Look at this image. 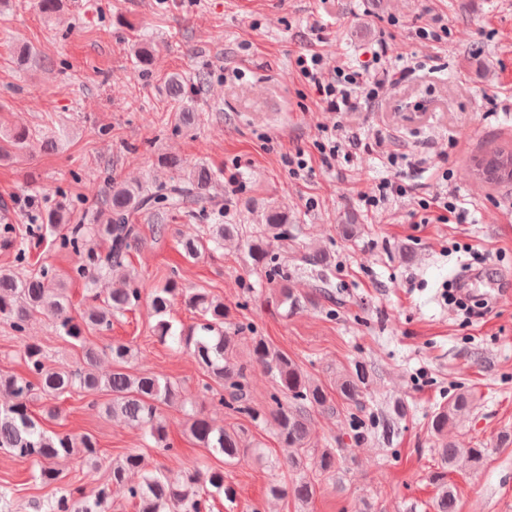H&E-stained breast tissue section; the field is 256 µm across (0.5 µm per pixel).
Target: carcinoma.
Wrapping results in <instances>:
<instances>
[{
  "instance_id": "carcinoma-1",
  "label": "carcinoma",
  "mask_w": 512,
  "mask_h": 512,
  "mask_svg": "<svg viewBox=\"0 0 512 512\" xmlns=\"http://www.w3.org/2000/svg\"><path fill=\"white\" fill-rule=\"evenodd\" d=\"M33 146V133L25 126L15 127L0 136V158L24 154ZM486 159L512 160V145L493 147L474 157L472 163ZM217 177L209 164L200 162L184 172L183 177L168 183L129 185L113 180L103 191L97 223L76 224L68 234L61 232V226L71 220L66 209L59 206L47 212L42 229L56 236L60 247L79 255L73 270L75 278L92 285L117 276L124 282V287L108 292L102 304L89 307L81 324L69 315L65 281L51 270L43 268L39 273L21 279L9 268L0 269V318L8 321L12 331L21 334L35 316L46 315L55 320L60 332L82 348V363L66 370L47 365L42 347L29 343L23 351L28 376L0 375V397L9 399L0 406V450L37 464L40 481H56L59 476L57 462L76 455L88 464L87 477L94 478L98 450L97 441L91 434L73 436L47 432L30 409L35 390L52 401L74 391L105 388L112 392V404L107 407V412L141 427L156 447L176 456L175 448L168 440L162 406L174 403L184 406L189 400L182 397L174 385L154 373L129 372L127 365L133 357L129 344L114 341L99 348L83 336V330L89 327L110 329L113 314L127 310L141 299L144 285L128 272L125 262L139 240L135 219L142 212L178 213L210 220L206 225V239L190 236L181 240L183 255L188 259L198 258L207 244L217 250L224 247L227 240L245 239L253 267L264 272L265 277L279 288L278 307L284 308L287 315L302 308L303 298L290 286L288 266L276 260L271 252V242H286L290 237L288 217L269 208L259 230L243 237L241 225L224 223L223 200L213 194ZM92 237L106 241L107 251L99 252L91 246ZM0 251L12 254L17 262L27 260L24 235L6 218L0 219ZM302 262L316 274L317 280L327 281L326 271L332 267V260L326 252L321 249L308 251L302 256ZM177 299L197 314V322L188 330L175 333L165 315ZM151 309L159 317L155 326L159 339L169 340L176 348L189 352L199 367L224 389L218 399L221 406L249 418L256 425L269 420L274 422L279 444L288 449L283 466L291 473V482L272 484L269 493L277 497L291 496L301 512H306L321 481L335 477L346 460L343 448L331 445L316 451L310 448L313 413H335L336 397L356 410L364 411L370 378L366 366L358 362L337 373L336 394L333 395L288 354L272 347L262 337L254 336L250 361L270 374L277 384V389L270 394L269 406L261 410L253 405L247 367L236 355L240 329L224 328L227 310L223 301L204 290L191 292L181 288L177 279L171 277L163 287L154 289ZM103 357L112 363L111 372L105 376L96 371V365ZM472 408L470 395L458 392L431 416L430 432L437 442L441 461V470L431 475V481L437 487L434 512H456L457 489L448 482V471L461 461L476 467L490 453L488 448H461L448 440V424L469 415ZM189 431L202 447L224 455L226 463L250 453L263 459L260 449L246 444L241 432L218 427L199 412L192 413ZM143 463V456L136 451L126 453L112 463V485L126 488L137 512H200L205 490L212 488L216 493L232 495V491L224 486V471L213 468L151 471L143 475L141 482L127 483V475L142 470ZM109 504V485L99 487L91 498L86 495V488L78 485L65 490L48 507L38 503L34 508L35 512H107Z\"/></svg>"
}]
</instances>
